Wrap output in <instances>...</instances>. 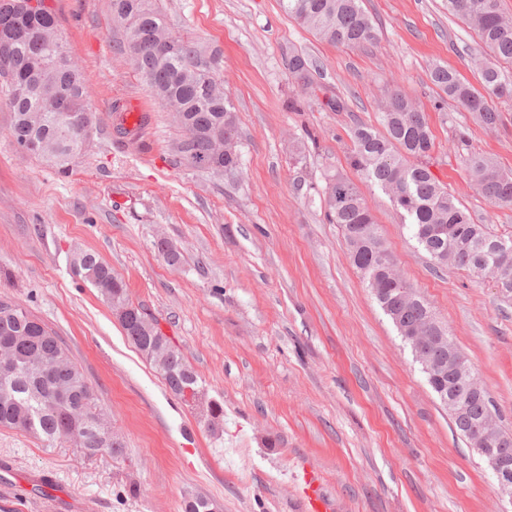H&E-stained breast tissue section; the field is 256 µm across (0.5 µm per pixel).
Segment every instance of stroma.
<instances>
[{
  "label": "stroma",
  "instance_id": "35a3bbf8",
  "mask_svg": "<svg viewBox=\"0 0 512 512\" xmlns=\"http://www.w3.org/2000/svg\"><path fill=\"white\" fill-rule=\"evenodd\" d=\"M91 94L93 134L63 171L9 137L0 104V299L27 308L83 369L125 444L84 457L0 428V512H183L186 493L223 512H299L314 470L338 512H512V499L456 433L409 345L351 263L322 196L352 176L351 130L378 124L400 86L427 114L430 169L475 223L512 232V207L479 195L472 153L512 172V99L486 129L443 102L436 65L477 83L490 57L446 0H363L378 40L337 47L289 18L280 0H161L169 28L216 58L234 102L240 169L196 170L183 137L117 44L112 0H45ZM303 54L316 83L288 80ZM141 99L143 141L116 132L120 100ZM347 108H327L328 98ZM357 185L403 276L447 325L512 432V300L491 278L433 268L389 196ZM180 255L169 265L157 247ZM91 253L124 281L224 409L211 432L128 341L73 265Z\"/></svg>",
  "mask_w": 512,
  "mask_h": 512
}]
</instances>
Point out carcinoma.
<instances>
[{"label":"carcinoma","mask_w":512,"mask_h":512,"mask_svg":"<svg viewBox=\"0 0 512 512\" xmlns=\"http://www.w3.org/2000/svg\"><path fill=\"white\" fill-rule=\"evenodd\" d=\"M26 0H0V66L12 69L15 81L0 80V93L12 113L10 135L28 154L53 160L66 168L74 161L72 148L84 119L82 108H90V91L80 65L46 72L54 92L76 101L78 111L59 117L44 112L31 95L16 92L15 83L33 79L41 63L53 52L54 43L44 39L57 30L55 17L47 9L32 13ZM448 12L471 24L490 55L512 62V19L504 15L500 0H447ZM362 0H281L286 14L320 38L336 46L364 47L377 40L376 27L361 6ZM131 26L147 33L156 26L181 44L178 53L167 58L155 53L149 41L137 48L136 71L142 82L159 99L175 97L187 116L182 132L190 135V146L179 148L185 163L199 168L209 159L212 142L222 136L238 142V118L232 101L211 99L207 84L217 81L216 63L206 59L195 43L166 28L156 0H113ZM312 63L300 54L288 59L292 83L303 89L313 86ZM430 80L455 106L469 112L487 128L500 121L493 108L496 99L512 98V76L497 65L481 70V88L463 80L457 71L443 66L431 68ZM382 129L360 122L352 131L350 165L363 179L389 195L412 238L429 256L446 251L452 266L471 273L481 272L501 280V292L512 297V233L494 234L477 224L461 203L431 172L435 150L428 119L401 87L386 94L380 109ZM468 167L477 190L494 206L512 205V173L500 170L479 153L469 156ZM327 217L339 225L346 245L359 242L360 252L352 264L400 336L423 320L431 307L422 296L408 303L377 267L374 253L387 249L378 225L357 184L349 177H327L322 190ZM86 264L77 272L97 288L108 303L124 305L138 312V318L122 324L130 342L153 364L169 390L179 396L190 386L198 394L196 407L216 431L223 425L224 410L203 398L200 378L185 356L164 336L154 319L144 331L139 312L127 294L123 280L96 255L84 254ZM0 358L13 361L17 369L0 373V427L19 429L45 442H69L88 457L97 448L118 459L123 440L112 433V425L97 408L96 396L84 372L76 365L59 337L19 304H0ZM437 397L456 400L461 410L451 416L455 428L475 445L481 425L488 416V399L469 393L454 372L445 368L437 375L426 374ZM185 512H220L218 504L206 497L190 495Z\"/></svg>","instance_id":"cac0c4a2"}]
</instances>
